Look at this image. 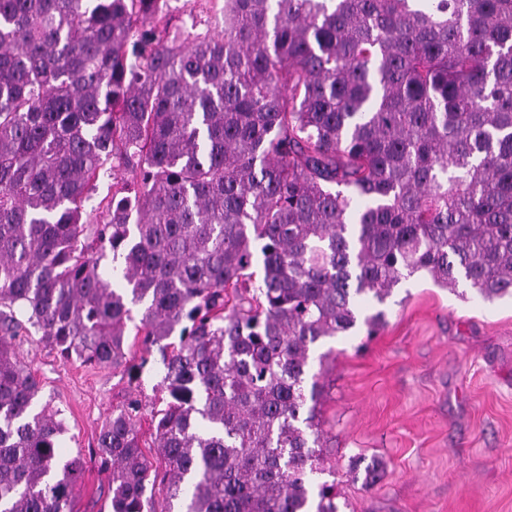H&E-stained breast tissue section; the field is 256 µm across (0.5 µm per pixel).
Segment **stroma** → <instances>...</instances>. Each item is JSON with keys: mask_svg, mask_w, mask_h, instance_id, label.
<instances>
[{"mask_svg": "<svg viewBox=\"0 0 512 512\" xmlns=\"http://www.w3.org/2000/svg\"><path fill=\"white\" fill-rule=\"evenodd\" d=\"M169 12L180 38L224 32L221 16L190 12L185 0H170ZM358 307L384 309V326L328 340L321 376L338 512H512V300L461 296L417 275L384 305L362 298ZM17 352L61 412L64 452L83 458L77 512H107L96 438L128 397L162 408L156 362L132 381L120 368L62 361L34 334ZM357 455L382 461L377 486L353 478Z\"/></svg>", "mask_w": 512, "mask_h": 512, "instance_id": "obj_1", "label": "stroma"}]
</instances>
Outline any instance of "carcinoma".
Wrapping results in <instances>:
<instances>
[{"label": "carcinoma", "mask_w": 512, "mask_h": 512, "mask_svg": "<svg viewBox=\"0 0 512 512\" xmlns=\"http://www.w3.org/2000/svg\"><path fill=\"white\" fill-rule=\"evenodd\" d=\"M223 2L184 43L167 0H0V512H76L84 471L21 331L159 354L157 461L136 398L97 438L111 512H338L311 347L417 273L512 298V0ZM115 173L118 178L116 180H113L112 163L111 161L107 162L96 184V190L93 194V200L88 202L85 206L87 214L84 217L89 224H96V222L101 219V210L94 209L98 207V203L100 201L103 200L102 205H106V203L110 200V198L112 197V182L120 180V178H123V176H128L122 172L115 171Z\"/></svg>", "instance_id": "carcinoma-1"}]
</instances>
